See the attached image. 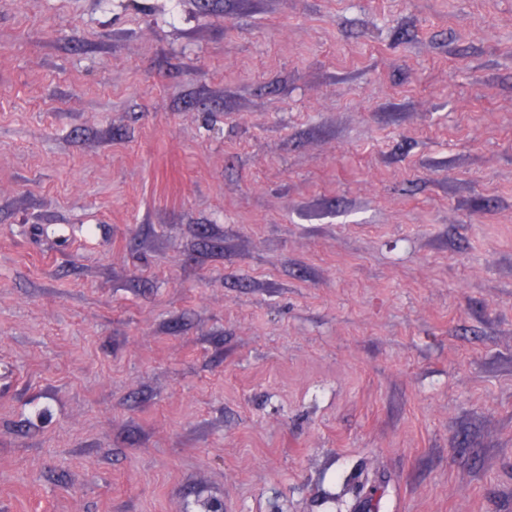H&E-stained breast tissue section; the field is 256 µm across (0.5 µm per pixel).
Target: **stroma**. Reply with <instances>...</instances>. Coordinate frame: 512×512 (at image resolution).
Returning <instances> with one entry per match:
<instances>
[{"instance_id": "35a3bbf8", "label": "stroma", "mask_w": 512, "mask_h": 512, "mask_svg": "<svg viewBox=\"0 0 512 512\" xmlns=\"http://www.w3.org/2000/svg\"><path fill=\"white\" fill-rule=\"evenodd\" d=\"M512 512V0H0V512Z\"/></svg>"}]
</instances>
